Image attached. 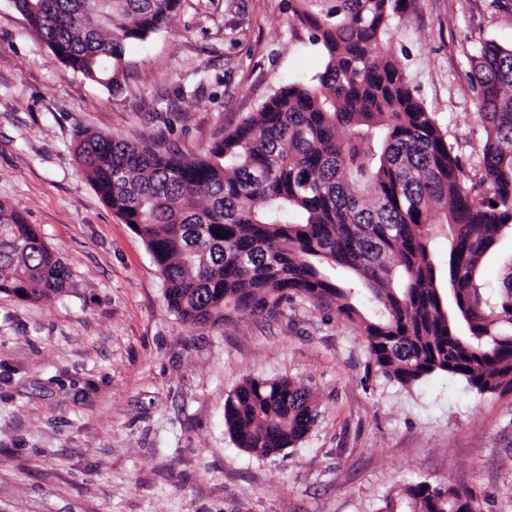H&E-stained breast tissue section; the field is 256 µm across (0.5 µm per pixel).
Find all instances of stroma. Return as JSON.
Here are the masks:
<instances>
[{
    "label": "stroma",
    "mask_w": 512,
    "mask_h": 512,
    "mask_svg": "<svg viewBox=\"0 0 512 512\" xmlns=\"http://www.w3.org/2000/svg\"><path fill=\"white\" fill-rule=\"evenodd\" d=\"M293 0H181L127 45L111 91L72 72L0 0V202L69 268L66 288L0 293V512H382L426 481L512 512V390L434 375L407 391L370 370L357 324L297 299L281 314L182 323L146 243L76 156L89 130L200 153L322 56ZM512 44V0H403L391 31L416 96L468 170L482 157L471 57ZM248 377L307 387L296 447L238 448L224 401Z\"/></svg>",
    "instance_id": "35a3bbf8"
}]
</instances>
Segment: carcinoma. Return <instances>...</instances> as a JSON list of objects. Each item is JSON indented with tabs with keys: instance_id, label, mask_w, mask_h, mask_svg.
<instances>
[{
	"instance_id": "obj_1",
	"label": "carcinoma",
	"mask_w": 512,
	"mask_h": 512,
	"mask_svg": "<svg viewBox=\"0 0 512 512\" xmlns=\"http://www.w3.org/2000/svg\"><path fill=\"white\" fill-rule=\"evenodd\" d=\"M294 2L321 73L280 87L198 154L85 133L76 151L92 186L136 224L185 324L276 315L295 297L327 302L403 389L447 374L481 394L512 390V271L494 299L482 281L512 229V46L487 42L471 61L485 131L476 178L392 50L402 0ZM14 4L67 68L112 91L126 45L163 29L180 0ZM68 278L36 228L0 203V292L40 300ZM317 417L310 391L287 378L248 377L224 402L233 441L263 458L295 446ZM386 509L474 512V499L417 481Z\"/></svg>"
}]
</instances>
